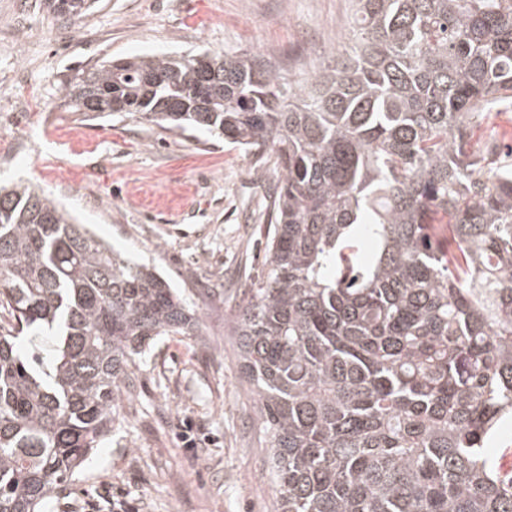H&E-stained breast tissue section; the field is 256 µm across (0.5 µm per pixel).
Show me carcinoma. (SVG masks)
Listing matches in <instances>:
<instances>
[{
	"instance_id": "1",
	"label": "carcinoma",
	"mask_w": 512,
	"mask_h": 512,
	"mask_svg": "<svg viewBox=\"0 0 512 512\" xmlns=\"http://www.w3.org/2000/svg\"><path fill=\"white\" fill-rule=\"evenodd\" d=\"M92 0H48L72 23ZM294 81L263 56L111 60L63 105L207 128L274 158L266 273L231 314L274 512H512L486 444L512 418V0H357ZM442 211L461 261L427 232ZM0 512H43L112 430L135 357L198 319L47 195L0 188ZM52 341V370L15 347ZM491 112L485 124L475 131L474 138H484L494 132L499 133L501 138L502 134L506 133L499 141L500 145L512 143V112L509 110H495Z\"/></svg>"
}]
</instances>
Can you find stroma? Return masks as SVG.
I'll return each instance as SVG.
<instances>
[{
	"label": "stroma",
	"instance_id": "35a3bbf8",
	"mask_svg": "<svg viewBox=\"0 0 512 512\" xmlns=\"http://www.w3.org/2000/svg\"><path fill=\"white\" fill-rule=\"evenodd\" d=\"M357 0H99L77 22L0 0V182L38 184L194 309L195 336L136 359L111 433L45 512H273L275 489L225 315L265 260L273 163L205 129L65 110L61 88L102 61L201 50L280 62L297 79L346 43ZM192 428L193 449L180 430Z\"/></svg>",
	"mask_w": 512,
	"mask_h": 512
}]
</instances>
